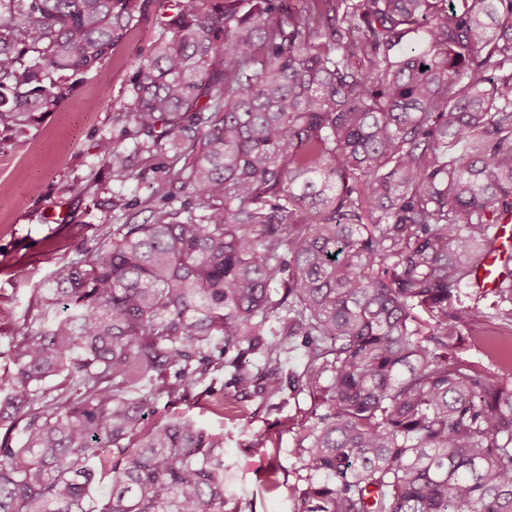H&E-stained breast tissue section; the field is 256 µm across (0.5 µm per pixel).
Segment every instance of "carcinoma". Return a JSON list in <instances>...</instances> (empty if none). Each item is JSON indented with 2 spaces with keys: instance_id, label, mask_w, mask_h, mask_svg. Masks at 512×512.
Wrapping results in <instances>:
<instances>
[{
  "instance_id": "obj_1",
  "label": "carcinoma",
  "mask_w": 512,
  "mask_h": 512,
  "mask_svg": "<svg viewBox=\"0 0 512 512\" xmlns=\"http://www.w3.org/2000/svg\"><path fill=\"white\" fill-rule=\"evenodd\" d=\"M0 124L139 25L149 216L45 284L0 385V512H237L224 437L150 419L303 337L300 512H512V385L448 354L512 216V0H0ZM426 70H420V67ZM499 73L486 83L482 72ZM112 182L130 154L101 141ZM512 326V251L500 262ZM272 318L280 328L262 337ZM107 485L98 505L90 489Z\"/></svg>"
}]
</instances>
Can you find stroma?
<instances>
[{
    "label": "stroma",
    "mask_w": 512,
    "mask_h": 512,
    "mask_svg": "<svg viewBox=\"0 0 512 512\" xmlns=\"http://www.w3.org/2000/svg\"><path fill=\"white\" fill-rule=\"evenodd\" d=\"M157 35L144 23L131 40L118 45L101 67L80 77L76 87L52 111L37 113L20 129L0 126V379L10 366L14 336L28 326L29 306L41 284L60 268L81 258L101 235L121 223L110 201L116 189L99 151L107 139L119 148L132 147V124L123 119L133 65ZM152 163L138 161L135 177L122 191L127 198L148 199L156 187ZM496 296L461 288L453 299L458 309L481 311L479 321L465 324L453 350L481 366L490 380L512 384V368L491 360L486 347L512 339V328L494 317ZM306 358L294 345L273 372L284 381L278 397L260 390L236 395L231 376L208 374L201 383L199 404L158 400L156 415L165 419L188 415L224 437V458L233 466L232 489L241 512H297L292 489L298 483L294 438L310 424L313 396L289 381ZM277 469L278 488H269L267 463Z\"/></svg>",
    "instance_id": "obj_1"
}]
</instances>
